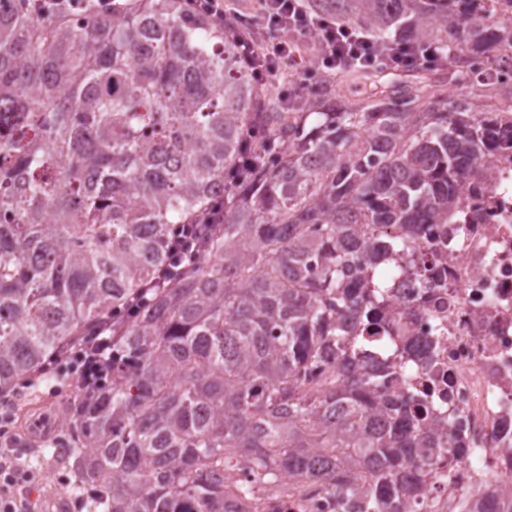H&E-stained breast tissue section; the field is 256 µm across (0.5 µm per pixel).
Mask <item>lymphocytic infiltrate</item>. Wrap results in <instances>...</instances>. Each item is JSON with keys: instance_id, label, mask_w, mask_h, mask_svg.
Returning <instances> with one entry per match:
<instances>
[{"instance_id": "lymphocytic-infiltrate-1", "label": "lymphocytic infiltrate", "mask_w": 512, "mask_h": 512, "mask_svg": "<svg viewBox=\"0 0 512 512\" xmlns=\"http://www.w3.org/2000/svg\"><path fill=\"white\" fill-rule=\"evenodd\" d=\"M129 0H21L22 7L45 20L69 15L93 16L111 13ZM306 0H263L259 14L238 18L241 31L236 36L244 60L261 76L274 77L279 70L300 63V49L312 43L317 63L324 73L354 65L360 68L388 66L408 68L434 63L432 53H416L408 46L378 49L368 34L339 24L333 18L314 12ZM112 352V339L106 328L94 330L73 349L70 358L78 369L82 386L97 385Z\"/></svg>"}]
</instances>
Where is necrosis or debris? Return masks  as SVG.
<instances>
[{"instance_id":"obj_1","label":"necrosis or debris","mask_w":512,"mask_h":512,"mask_svg":"<svg viewBox=\"0 0 512 512\" xmlns=\"http://www.w3.org/2000/svg\"><path fill=\"white\" fill-rule=\"evenodd\" d=\"M444 224H428L418 269L391 265V335L408 339L392 388L429 391L452 448L430 481L432 512H512V149L491 152Z\"/></svg>"}]
</instances>
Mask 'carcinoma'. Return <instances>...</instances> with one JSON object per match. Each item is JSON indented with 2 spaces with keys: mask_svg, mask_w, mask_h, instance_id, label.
Returning <instances> with one entry per match:
<instances>
[{
  "mask_svg": "<svg viewBox=\"0 0 512 512\" xmlns=\"http://www.w3.org/2000/svg\"><path fill=\"white\" fill-rule=\"evenodd\" d=\"M473 0H308L379 46L431 48L414 75L370 73L361 98L328 77L287 100L239 55L229 23L182 0L46 23L0 0V394L100 325L105 383L55 449L101 512H253L285 476L337 512H416L440 424L426 395H389L372 347L370 272L447 214L495 145L487 87L460 64L512 27ZM446 83L466 81L461 98ZM312 128H306L309 119ZM221 218L172 265L176 224ZM171 271L155 287L161 273ZM334 359L337 375L312 371Z\"/></svg>",
  "mask_w": 512,
  "mask_h": 512,
  "instance_id": "carcinoma-1",
  "label": "carcinoma"
}]
</instances>
